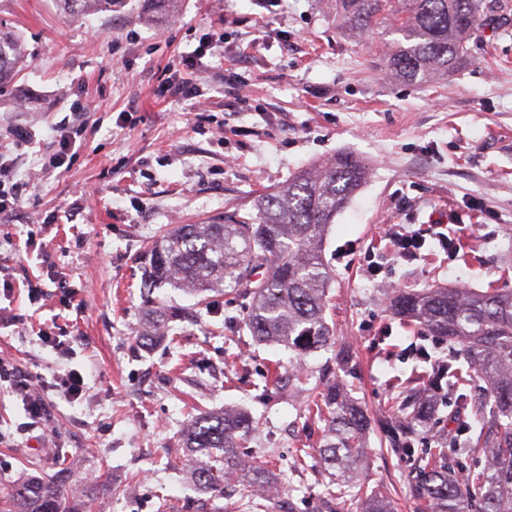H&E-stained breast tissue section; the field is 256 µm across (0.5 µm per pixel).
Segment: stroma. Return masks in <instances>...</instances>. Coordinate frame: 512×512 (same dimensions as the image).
<instances>
[{
    "label": "stroma",
    "instance_id": "obj_1",
    "mask_svg": "<svg viewBox=\"0 0 512 512\" xmlns=\"http://www.w3.org/2000/svg\"><path fill=\"white\" fill-rule=\"evenodd\" d=\"M487 2L467 63L421 84L386 75V28L355 42L336 0H178L174 17L151 22L138 0L80 17L55 0H0V30L28 55L0 97V155L20 199L0 210V269L11 282L0 312L17 318L0 326V360L37 376L56 426L33 422L0 387V501L24 476L54 477L66 454V490L85 512H156L160 498L170 512H247L238 488L213 497L185 476L188 421L234 407L257 421L247 459L268 463L279 489L267 512H361L371 494L393 512H422L410 492L417 459L395 452L379 423L402 383L447 357L448 344L394 316L389 299L428 286L512 290V0ZM215 32L217 57L206 48ZM189 52L206 96L198 114L160 95ZM230 80L246 104L225 94ZM60 122L78 149L50 171ZM20 125L34 128L31 142L13 136ZM342 150L367 161L371 177L326 235L328 348L299 363L257 344L245 300L229 290L201 302L144 288L139 256L163 230L251 211ZM405 232L425 239L417 259L395 253ZM148 296L193 314L151 349L137 340ZM71 370L86 383L74 401L56 389ZM335 379L373 422L360 497L346 505L324 493V424L311 412ZM456 409L454 395L439 396L421 447L455 435Z\"/></svg>",
    "mask_w": 512,
    "mask_h": 512
}]
</instances>
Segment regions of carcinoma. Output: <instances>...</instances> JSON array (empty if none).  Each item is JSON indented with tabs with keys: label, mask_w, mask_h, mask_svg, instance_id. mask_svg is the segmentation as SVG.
<instances>
[{
	"label": "carcinoma",
	"mask_w": 512,
	"mask_h": 512,
	"mask_svg": "<svg viewBox=\"0 0 512 512\" xmlns=\"http://www.w3.org/2000/svg\"><path fill=\"white\" fill-rule=\"evenodd\" d=\"M72 15L112 10L116 0H60ZM143 10L175 13L177 0H142ZM342 25L356 41L392 17L397 36L381 66L402 81L424 83L457 70L466 44L484 14L485 0H336ZM25 64L19 40L0 32V91ZM369 169L356 155L340 152L302 170L282 188L257 199L255 213L232 224H176L149 247L144 276L197 295L232 288L250 298L243 319L256 342L283 345L298 359L330 345L324 318L333 280L323 257L327 231L366 183ZM393 312L418 322L422 332L448 341V359L437 363L427 384L409 388L386 422L394 448L415 452L414 439L434 412L435 389H460L471 381L488 385L493 403L475 411L476 426L461 420L459 434L418 457L415 498L425 512H512V291L405 288L390 302ZM177 311L161 305L144 310L139 338L156 344ZM324 423L319 456L334 479L327 497L342 502L354 489L371 420L334 384L314 403ZM254 418L233 409L193 418L184 431L185 469L207 491L221 493L230 478L245 481L247 507L265 512L262 492L273 488L269 471L240 452ZM486 453L484 469L455 473L449 460L464 451ZM64 472L17 483L3 512H77L64 491Z\"/></svg>",
	"instance_id": "cac0c4a2"
}]
</instances>
